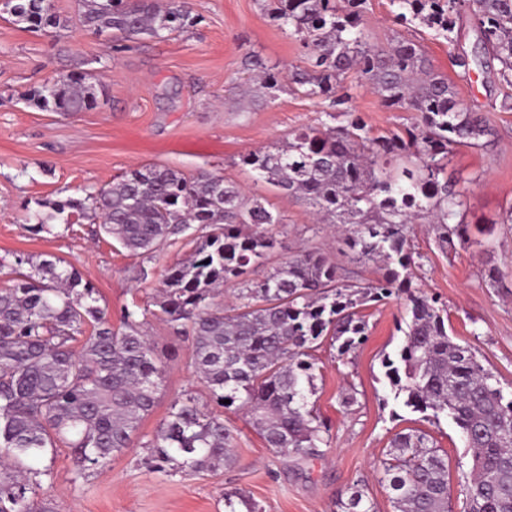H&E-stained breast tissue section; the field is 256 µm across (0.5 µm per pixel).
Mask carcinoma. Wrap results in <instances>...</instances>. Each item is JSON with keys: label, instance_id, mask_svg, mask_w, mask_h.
<instances>
[{"label": "carcinoma", "instance_id": "cac0c4a2", "mask_svg": "<svg viewBox=\"0 0 512 512\" xmlns=\"http://www.w3.org/2000/svg\"><path fill=\"white\" fill-rule=\"evenodd\" d=\"M13 22L31 29L61 25L50 0H9ZM260 9L306 49L305 66L291 69L249 56L258 88L288 83L308 98L331 100L352 72L389 109L414 112L403 135L373 136L345 111L347 124L308 128L241 163L257 178L308 203L323 224H355L347 247L380 264L381 276L343 279L318 250L288 258L241 289L238 302H214L224 284L244 279L267 261L277 240L267 226L282 224L262 196L208 171L187 176L143 166L83 199L38 203L25 220L39 233L57 221L67 227L98 220L132 256L153 254L200 232L194 257L165 269L153 306L143 310L182 327L191 338L195 372L220 408L249 414L266 444L299 459L323 456L331 427L314 411L316 362L324 340L348 354L367 336L360 307L404 300V340L385 357L394 400L429 420L446 417L459 429L472 466L459 475L468 512H512V398L469 346L448 334L436 298L411 289L412 224H431L441 249L469 243L465 200L448 181L454 147L487 146V121L462 107L448 76L421 45L400 36L371 43L366 0H258ZM401 25L420 23L449 44L456 19L469 15L477 51L458 55L467 74L482 60L499 63L500 83L512 86V0H390ZM82 27L116 41L161 39L190 20L185 0H79ZM95 84L76 72L55 74L33 91L47 112H82L97 104ZM95 289L74 269L44 260L0 288V512H33L27 493L52 477L45 458L72 450L73 482L130 447L154 408L164 366L132 313L112 327ZM230 403H224V400ZM233 434L217 411L191 396L171 404L146 447L153 470L203 472L234 463ZM382 481L395 512H450L448 457L433 438L410 430L394 435ZM336 512H377L361 488L338 497Z\"/></svg>", "mask_w": 512, "mask_h": 512}]
</instances>
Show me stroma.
Listing matches in <instances>:
<instances>
[{
    "label": "stroma",
    "mask_w": 512,
    "mask_h": 512,
    "mask_svg": "<svg viewBox=\"0 0 512 512\" xmlns=\"http://www.w3.org/2000/svg\"><path fill=\"white\" fill-rule=\"evenodd\" d=\"M65 26L33 32L13 23L0 8V288L12 285L11 269L25 257L23 272L35 263L59 260L74 268L96 290L112 322L124 310L151 307L165 269L193 251L186 242L154 254L132 256L116 248L96 225L64 228L53 224L32 233L25 215L37 202L82 198L111 186L125 172L156 165L187 175L207 170L240 185L247 194L266 197L285 217L268 231L278 241L269 260L255 269L263 279L301 249L329 255L341 275L370 282L380 273L373 262L356 261L339 235L315 223L311 208L258 182L240 163L258 148L279 146L294 133L326 122L327 101L308 99L282 88L241 109L235 86L250 77L246 66L255 52L282 67L301 64L299 41L280 30L257 0H190L193 23L163 39L113 49L109 35L85 31L78 22V0H52ZM407 38L425 47L434 66L448 75L464 107L485 117L493 136L487 147H456L448 174L463 191L471 243L442 252L429 225H414L410 247L416 265L412 288L439 299L448 313V333L471 346L512 393V224L501 218L512 209V109H504V90L494 73L462 72L451 58L471 51L476 40L462 21L458 44L435 38L418 26ZM85 71L106 89L97 107L72 115L46 112L29 103L30 93L58 72ZM348 109L373 135L403 131L415 121L406 111L385 108L377 94L348 78ZM500 276L490 285L486 270ZM404 313L396 300L369 303L364 309L369 333L348 355L322 346L312 400L332 425V438L319 460H300L268 448L249 416L224 413L233 432L232 466L201 475L165 476L147 464L151 439L171 403L195 398L201 409L213 404L194 372L192 346L169 324L148 318L145 329L165 368L152 412L144 418L130 448L72 484L70 449L59 448L53 476L37 490L36 500L54 512H224V494L239 491L258 512H334L337 496L364 485L377 512H394L379 470L395 433L428 432L448 455V479L470 468L460 433L449 419L433 423L393 400L381 362L394 354L404 336L397 323ZM355 391L346 408L343 396Z\"/></svg>",
    "instance_id": "stroma-1"
}]
</instances>
